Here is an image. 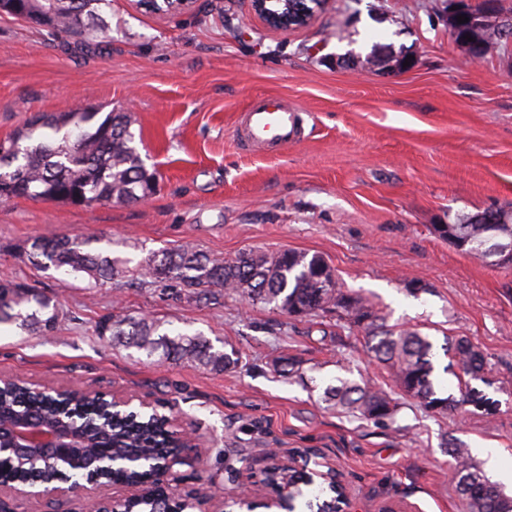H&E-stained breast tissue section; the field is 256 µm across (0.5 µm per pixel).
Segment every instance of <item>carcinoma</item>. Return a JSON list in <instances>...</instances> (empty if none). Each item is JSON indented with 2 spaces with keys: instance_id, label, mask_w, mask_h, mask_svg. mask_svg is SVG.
<instances>
[{
  "instance_id": "obj_1",
  "label": "carcinoma",
  "mask_w": 512,
  "mask_h": 512,
  "mask_svg": "<svg viewBox=\"0 0 512 512\" xmlns=\"http://www.w3.org/2000/svg\"><path fill=\"white\" fill-rule=\"evenodd\" d=\"M112 0H0V12L28 20L44 11L55 15L47 28L51 35L84 30L86 20L98 14ZM499 31L475 32L467 25L456 27L455 41L469 44L466 37L485 42L507 53L512 50V18ZM98 111L78 107L60 115L36 117L21 132L0 139V199L28 197L74 206L97 203L128 204L153 194L156 172L149 171L131 132L125 112H109L95 121ZM24 172V180L10 178L14 169ZM464 215L453 224H439L437 233L467 254L484 258L481 245L486 238L482 224L469 223ZM95 236L51 233L29 242L32 261L66 276L90 281L115 280L126 274L137 277L136 284L164 292L194 297L199 302L217 304L226 295L243 298L253 306H273L288 315L300 311L317 317L329 306L338 317H346V327L362 334L368 353L389 367L395 390L385 391L349 378L325 388L324 401L358 419L383 423L395 417L397 394L419 401L433 414L478 411L477 404L489 405L481 411L487 418L496 414L498 402L472 387L482 379L485 357L463 338L445 337L444 351L453 355L459 369L460 396L444 394L437 387L432 362L433 342L417 330L390 326L385 316L365 296L342 289L335 270L319 255L290 250L269 252L248 249L231 259H215L190 243L173 249L152 251L134 267L130 260L112 253V241L100 246ZM63 316L58 302L7 277L0 278V326H14L28 334L53 330ZM162 323L146 317H108L99 326L102 336H111L112 345L134 348L148 357L171 363H195L222 371L237 363L233 354L218 350L205 336L160 332ZM13 411H23L33 420L51 417L54 409L28 387L4 388L0 392V415L9 419ZM121 438L125 449L137 451L150 461L172 449V441L158 429L116 425V429H92L88 438L98 449L112 447V438ZM448 453L455 460L452 479L465 512H512V496L492 482L482 469L468 462L462 444L452 441Z\"/></svg>"
}]
</instances>
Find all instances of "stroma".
Returning <instances> with one entry per match:
<instances>
[{
	"instance_id": "obj_1",
	"label": "stroma",
	"mask_w": 512,
	"mask_h": 512,
	"mask_svg": "<svg viewBox=\"0 0 512 512\" xmlns=\"http://www.w3.org/2000/svg\"><path fill=\"white\" fill-rule=\"evenodd\" d=\"M448 5L329 0L309 27L287 33L247 0H193L170 14L112 0L94 36H52L0 13V138L78 103L126 112L158 172L154 194L137 204L0 201V275L65 313L48 335L0 329V377L151 401L199 441L168 483L176 497H201L206 512H224L244 486L264 498L270 450L284 459L297 448L340 470L351 512H462L450 438L512 493V267L434 230L456 214L512 207V54L467 62L448 32ZM376 43L410 50L415 66L388 75L336 61ZM264 94L304 118L303 139L275 155L235 139L240 112ZM51 232L112 238L135 262L186 241L223 260L250 248L321 255L389 324L430 336L445 393L458 388L444 339L467 337L485 356L482 390L499 409L442 416L404 397L394 420L350 417L323 402L325 388L340 377L385 387L389 377L362 335L337 327L335 308L296 318L234 295L212 305L122 280L64 283L29 256L30 239ZM127 314L201 333L239 362L215 372L113 347L96 327ZM291 358L301 375L288 379L278 368Z\"/></svg>"
}]
</instances>
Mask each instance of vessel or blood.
<instances>
[{
	"label": "vessel or blood",
	"instance_id": "vessel-or-blood-1",
	"mask_svg": "<svg viewBox=\"0 0 512 512\" xmlns=\"http://www.w3.org/2000/svg\"><path fill=\"white\" fill-rule=\"evenodd\" d=\"M302 131L300 111L287 100L269 95L259 98L240 114L235 136L245 150L266 153L298 143Z\"/></svg>",
	"mask_w": 512,
	"mask_h": 512
}]
</instances>
